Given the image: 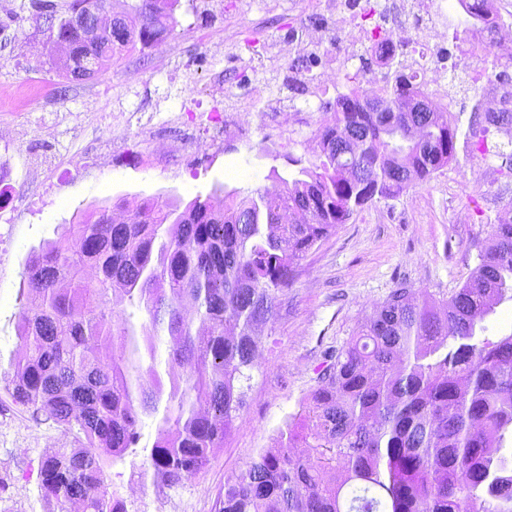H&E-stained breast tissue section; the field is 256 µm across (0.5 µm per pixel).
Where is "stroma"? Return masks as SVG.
Here are the masks:
<instances>
[{"label":"stroma","instance_id":"1","mask_svg":"<svg viewBox=\"0 0 512 512\" xmlns=\"http://www.w3.org/2000/svg\"><path fill=\"white\" fill-rule=\"evenodd\" d=\"M19 3L0 0V23L8 24L11 40L0 48V85L17 93L16 100L0 101V132L10 136L0 143V163L12 173V201L0 212V512H57L41 490L40 463L52 449L75 448L80 441L35 420L9 393L31 249L57 238L80 213L122 198L187 202L220 186L247 195L274 185L275 174L288 172V155L311 153L324 119L320 105L334 101L338 89L294 95L289 80L306 82L307 72L291 71L289 56H255L249 44L286 40L292 30L317 21L332 34L314 51L320 73L337 65L350 35L337 33L327 0H179L178 25L158 49L126 53L48 101L30 85L57 84L59 66L49 62L46 36L32 21L10 22ZM217 74L224 77L220 96L210 93ZM426 79L449 82L455 106L450 119L458 127L454 159L400 197L374 200L309 252L264 327L246 405L205 470L174 487L158 481L143 454L156 437V424L143 419L139 452L107 470L109 491L123 500L126 512H212L225 481L275 445L330 366L332 353L394 288L446 298L469 279L492 225L512 211V169L501 158L512 152V136L490 129V152L481 154L470 132L469 76L449 66ZM276 101L306 106V124L269 126ZM72 112L83 113L79 126L69 124ZM134 112L189 127L199 124L201 114L233 112L252 135L226 138L219 148L200 135L188 148L190 161L158 165L150 162L129 119Z\"/></svg>","mask_w":512,"mask_h":512}]
</instances>
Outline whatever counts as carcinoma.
Here are the masks:
<instances>
[{"label":"carcinoma","mask_w":512,"mask_h":512,"mask_svg":"<svg viewBox=\"0 0 512 512\" xmlns=\"http://www.w3.org/2000/svg\"><path fill=\"white\" fill-rule=\"evenodd\" d=\"M29 0L13 13L66 41L62 73L92 79L136 47L148 48L177 26L178 0ZM483 20L488 0H458ZM104 11L112 27L82 33ZM389 63L396 46L378 39ZM423 83L396 67L371 112L357 88L322 109L308 165L278 186L241 197L214 192L184 204L134 206L128 221L94 208L26 264L18 326L20 354L11 396L37 419L84 439L56 448L40 464L44 496L59 512H125L105 470L139 439L140 416L157 420L147 461L154 476L178 486L223 447L245 405L260 337L277 293L300 262L346 223L356 208L394 199L429 180L455 154L448 110L404 112ZM512 129V111L473 112L472 129ZM145 312L151 360L142 369L136 326L113 320L114 294ZM512 300V219L492 227L479 264L450 298L400 287L332 356L333 362L278 446L224 483L215 512H512V334L493 340L485 320ZM170 337L171 391L161 399L155 340ZM307 453H295L298 444Z\"/></svg>","instance_id":"carcinoma-1"}]
</instances>
